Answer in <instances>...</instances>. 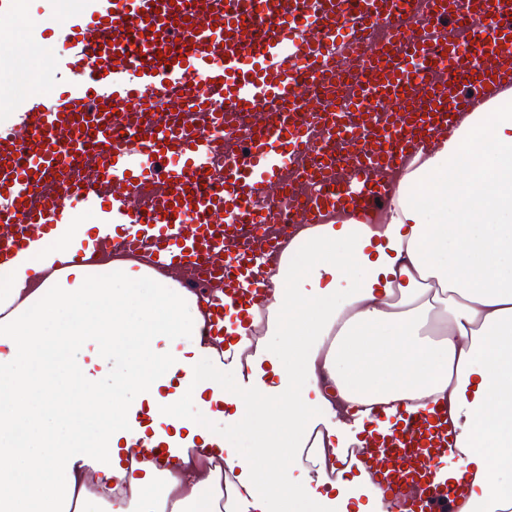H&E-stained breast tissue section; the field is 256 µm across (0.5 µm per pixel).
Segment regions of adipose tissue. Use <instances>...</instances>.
Masks as SVG:
<instances>
[{
  "label": "adipose tissue",
  "mask_w": 512,
  "mask_h": 512,
  "mask_svg": "<svg viewBox=\"0 0 512 512\" xmlns=\"http://www.w3.org/2000/svg\"><path fill=\"white\" fill-rule=\"evenodd\" d=\"M489 135L496 152L480 150ZM268 305L224 316L173 273L114 259L0 288V512H329L375 410L443 404L474 501L512 484V106L489 104L399 175L380 222L304 226ZM247 438L243 455L234 437ZM143 442L161 457L137 460ZM458 466L449 467L456 474Z\"/></svg>",
  "instance_id": "obj_1"
}]
</instances>
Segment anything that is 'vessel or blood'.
Instances as JSON below:
<instances>
[{"mask_svg":"<svg viewBox=\"0 0 512 512\" xmlns=\"http://www.w3.org/2000/svg\"><path fill=\"white\" fill-rule=\"evenodd\" d=\"M93 2L47 28L67 48L56 91L16 101L19 121L0 125V275L46 251L63 269L146 247L155 268L219 282L214 332L226 305L261 306L250 271L277 242L241 228L278 223L289 184L312 186L301 224L329 208L374 210L414 154L512 92V0H415L413 16L397 0ZM360 26L386 36L362 50L346 110L325 97L305 111L350 51L344 29ZM253 112L273 113V130L245 129ZM78 205L102 220L70 248ZM360 441L370 489L404 500L402 512H459L468 500L466 478L442 475L459 461L447 412L403 411Z\"/></svg>","mask_w":512,"mask_h":512,"instance_id":"obj_1","label":"vessel or blood"}]
</instances>
